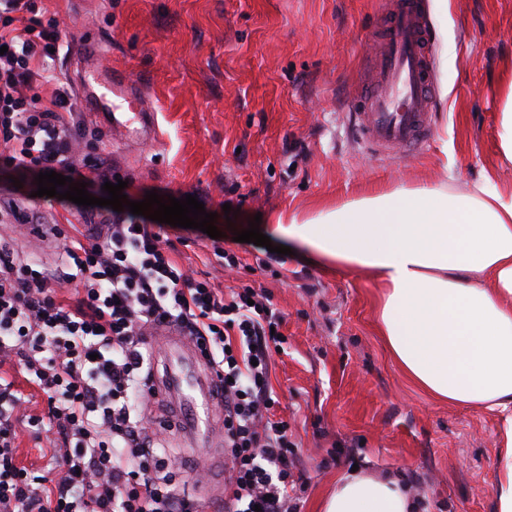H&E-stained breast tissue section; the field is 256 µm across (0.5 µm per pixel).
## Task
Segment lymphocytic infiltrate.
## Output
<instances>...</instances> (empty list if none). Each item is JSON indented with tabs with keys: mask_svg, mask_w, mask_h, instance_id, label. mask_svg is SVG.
<instances>
[{
	"mask_svg": "<svg viewBox=\"0 0 512 512\" xmlns=\"http://www.w3.org/2000/svg\"><path fill=\"white\" fill-rule=\"evenodd\" d=\"M66 37L34 0H0V164L76 175L84 132L65 88L51 101L55 50ZM162 228L112 211L102 230L64 235L60 264L20 258L0 240V512H200L179 494L162 432L145 426L153 396L150 333L178 328L219 379L224 404V512H297L295 444L273 408L272 352L283 318L250 286L222 292L172 256ZM42 393L34 432L53 431L50 467L18 465L25 398L10 369Z\"/></svg>",
	"mask_w": 512,
	"mask_h": 512,
	"instance_id": "obj_1",
	"label": "lymphocytic infiltrate"
}]
</instances>
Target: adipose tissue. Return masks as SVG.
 I'll list each match as a JSON object with an SVG mask.
<instances>
[{
    "instance_id": "obj_1",
    "label": "adipose tissue",
    "mask_w": 512,
    "mask_h": 512,
    "mask_svg": "<svg viewBox=\"0 0 512 512\" xmlns=\"http://www.w3.org/2000/svg\"><path fill=\"white\" fill-rule=\"evenodd\" d=\"M497 155L512 167V64L500 75ZM266 235L312 261L379 279L377 323L400 369L436 400L485 409L504 424L494 512H512V181L483 174L457 190L435 183L375 189L303 214ZM322 512H418L400 477L341 473Z\"/></svg>"
}]
</instances>
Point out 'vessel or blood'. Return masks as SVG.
Wrapping results in <instances>:
<instances>
[{"mask_svg": "<svg viewBox=\"0 0 512 512\" xmlns=\"http://www.w3.org/2000/svg\"><path fill=\"white\" fill-rule=\"evenodd\" d=\"M375 42L369 75L348 117L355 138L379 158L404 160L423 149L433 129L430 35L422 22L420 0H401ZM103 55L100 49L73 53L86 64L85 84L100 90L102 123L154 138L158 125L143 88L126 81L121 70L99 71ZM152 338L162 366L154 386L156 397L172 406L180 419L188 457L203 458L212 472L223 473L222 407L210 368L187 337L159 328Z\"/></svg>", "mask_w": 512, "mask_h": 512, "instance_id": "b4317fda", "label": "vessel or blood"}]
</instances>
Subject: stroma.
<instances>
[{"mask_svg": "<svg viewBox=\"0 0 512 512\" xmlns=\"http://www.w3.org/2000/svg\"><path fill=\"white\" fill-rule=\"evenodd\" d=\"M393 0H36L66 23L69 43L110 45L102 68L120 64L145 89L158 139L132 140L98 123L89 101L77 118L83 152L125 181L131 201L147 192L196 196L215 216L211 239L168 227L175 258L213 287L263 286L283 313L284 353L271 359L275 408L297 445L300 512H319L341 472L359 466L404 474L421 512H493L498 415L435 401L390 357L375 326L379 290L363 274L235 241L254 216L306 212L371 185L435 182L449 168L459 187L482 172L512 180L496 153L499 74L512 60V0H423L433 35L434 79L445 92L426 147L404 164L377 160L353 139L346 104L367 74L372 37ZM33 175L0 166V237L21 256L52 266L56 250L15 234L14 211L66 223L67 207L35 208ZM232 217H225L223 205ZM241 260L230 270L213 256ZM263 269H256L257 261ZM165 426L176 482L205 496L182 459L179 423L147 403Z\"/></svg>", "mask_w": 512, "mask_h": 512, "instance_id": "35a3bbf8", "label": "stroma"}]
</instances>
